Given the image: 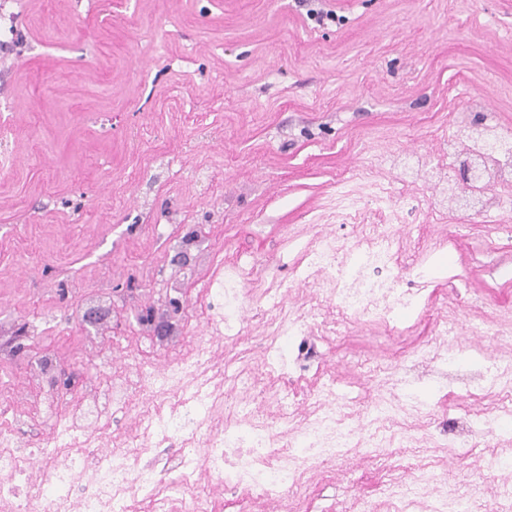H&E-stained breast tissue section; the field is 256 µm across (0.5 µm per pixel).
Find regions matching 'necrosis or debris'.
Listing matches in <instances>:
<instances>
[{"label":"necrosis or debris","instance_id":"4bbe7bcc","mask_svg":"<svg viewBox=\"0 0 512 512\" xmlns=\"http://www.w3.org/2000/svg\"><path fill=\"white\" fill-rule=\"evenodd\" d=\"M467 110V120L448 132V163L466 164L471 190H460L415 152L391 155L390 164L401 181L431 189L438 207L485 222L511 218L512 133L482 101L469 100ZM404 237V231L378 224L361 248L344 255L335 238L316 235L301 250L297 279L303 284L320 279L325 286L305 313L288 319L281 315L282 300L271 299L269 290L244 294L231 279L206 286L209 331L191 346L183 336L171 337L175 356L164 369L158 359L137 357L132 379L103 388L89 379L76 393L58 384L56 359L43 355L30 376L41 389L38 408L51 409L57 419L48 433L25 446L19 428L34 419V412L0 407V512H20L38 502L47 504V512H139L144 499L152 512H217L225 490L238 493L245 512H310L311 480L323 475L342 449L383 447L395 423L410 417L415 423L403 427L402 441L417 442L434 414L414 389L426 381L467 400L481 402L491 395L497 403L483 416L444 421L446 455L430 468L414 465L411 481L390 482L368 512H472V503L449 490L441 475L452 456L466 460L469 468L499 475L492 507L512 512V431L496 427L500 411L512 409V349L499 352L491 369L481 344L498 336L495 322L469 318L465 330L477 342L468 360L457 358L450 347L417 354L406 372L408 389L369 404L361 414L351 412L348 400L329 383L307 397L304 419L293 427L267 421L263 409L247 403L228 427L215 413L224 402L225 376L214 360L225 337L240 334L245 302L264 300L257 318L267 334L260 365L242 368L233 383L247 391L269 390L294 372L308 371L316 356L312 339L329 331L325 310L390 325L420 303V291L401 286ZM371 264L394 266L393 279L366 278L363 269ZM135 382L147 388L137 404L131 398ZM116 407L130 411L131 434L112 435L108 420ZM490 432L495 440L489 449L471 454L477 439Z\"/></svg>","mask_w":512,"mask_h":512}]
</instances>
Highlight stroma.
Here are the masks:
<instances>
[{"mask_svg":"<svg viewBox=\"0 0 512 512\" xmlns=\"http://www.w3.org/2000/svg\"><path fill=\"white\" fill-rule=\"evenodd\" d=\"M317 24L299 0H12L25 35L0 68V321L61 367L105 378L81 359L71 309L87 288L179 282L194 344L209 306L202 277L233 266L245 287L296 285L289 239L316 229L344 247L373 225L405 228L414 273L452 253L418 313L398 326L349 321L320 344L323 377L365 400L402 392L401 367L426 348L446 311L512 324V221L436 211L429 191L382 167L415 149L446 163L463 101L482 99L512 130V0H326ZM399 195L377 210V189ZM204 227L199 265L170 263ZM348 455L312 486V512H363L390 480L409 479L411 449ZM448 487L479 505L488 473Z\"/></svg>","mask_w":512,"mask_h":512,"instance_id":"obj_1","label":"stroma"}]
</instances>
